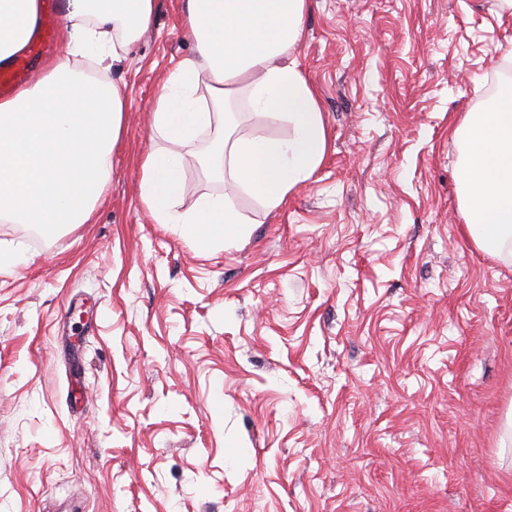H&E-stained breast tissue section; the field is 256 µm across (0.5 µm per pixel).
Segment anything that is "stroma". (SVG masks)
Wrapping results in <instances>:
<instances>
[{
	"label": "stroma",
	"mask_w": 512,
	"mask_h": 512,
	"mask_svg": "<svg viewBox=\"0 0 512 512\" xmlns=\"http://www.w3.org/2000/svg\"><path fill=\"white\" fill-rule=\"evenodd\" d=\"M184 17L158 0L107 73L127 111L89 223H0L27 256L0 268V512H512V255L469 233L453 135L512 88V0H310L324 161L270 211L205 132L180 209L250 221L208 250L140 191Z\"/></svg>",
	"instance_id": "35a3bbf8"
}]
</instances>
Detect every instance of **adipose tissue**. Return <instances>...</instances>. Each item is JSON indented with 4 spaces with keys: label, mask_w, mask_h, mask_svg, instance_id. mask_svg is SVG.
<instances>
[{
    "label": "adipose tissue",
    "mask_w": 512,
    "mask_h": 512,
    "mask_svg": "<svg viewBox=\"0 0 512 512\" xmlns=\"http://www.w3.org/2000/svg\"><path fill=\"white\" fill-rule=\"evenodd\" d=\"M309 0H186L194 59L165 80L150 110L164 145L142 162L141 195L155 223L180 225L198 247L235 243L248 233L234 199L213 194L182 211V148L194 146L245 89L251 112L282 118L284 139L214 129L210 152L229 177L266 209L309 182L322 164L327 133L319 100L294 54ZM40 0H0V67L39 34ZM156 0H61L68 41L46 59L39 79L0 98V222L48 230L87 223L112 168L127 110L117 82L80 68L121 61L153 21ZM208 97H200L199 87ZM463 151L459 184L474 241L500 253L512 245V97L469 113L454 132Z\"/></svg>",
    "instance_id": "obj_1"
}]
</instances>
